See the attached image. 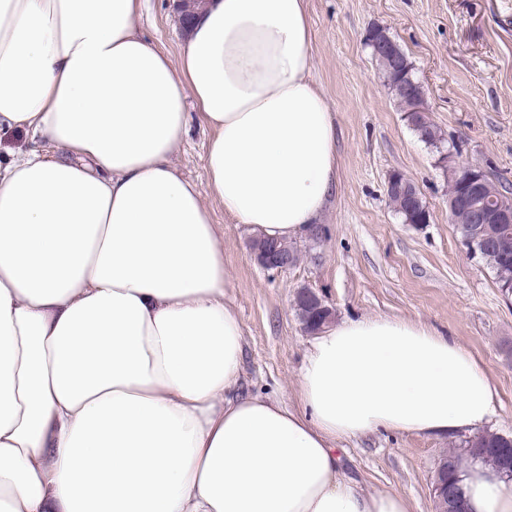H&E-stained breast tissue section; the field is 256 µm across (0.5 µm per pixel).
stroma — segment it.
<instances>
[{
	"mask_svg": "<svg viewBox=\"0 0 512 512\" xmlns=\"http://www.w3.org/2000/svg\"><path fill=\"white\" fill-rule=\"evenodd\" d=\"M315 78L337 122L340 178L321 220L324 234L295 239L294 266L268 270L253 231L209 200L224 228V267L244 341L242 377L254 392L298 403L312 336L293 306L304 288L334 320L401 318L447 333L479 359L498 390L491 431L512 436V296L470 255L448 213V179L434 148L403 119L365 44L386 28L412 62L431 121L460 149L451 164L475 165L512 183V0H308ZM141 31L177 54L184 38L171 0H146ZM210 132L191 121L174 163L208 194ZM396 172L411 178L431 219L402 223L386 194ZM460 435L377 433L344 442L345 471L369 491L408 496L435 512L432 488L443 457L463 455Z\"/></svg>",
	"mask_w": 512,
	"mask_h": 512,
	"instance_id": "1",
	"label": "stroma"
}]
</instances>
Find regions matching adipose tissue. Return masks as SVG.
<instances>
[{"instance_id": "ef3b65f1", "label": "adipose tissue", "mask_w": 512, "mask_h": 512, "mask_svg": "<svg viewBox=\"0 0 512 512\" xmlns=\"http://www.w3.org/2000/svg\"><path fill=\"white\" fill-rule=\"evenodd\" d=\"M140 6L0 0V512H410L337 444L484 426L477 358L344 319L314 336L299 408L247 392L224 234L173 164L195 104L226 215L284 242L317 222L339 159L306 0H202L175 57ZM461 479L465 512H512L492 467Z\"/></svg>"}]
</instances>
